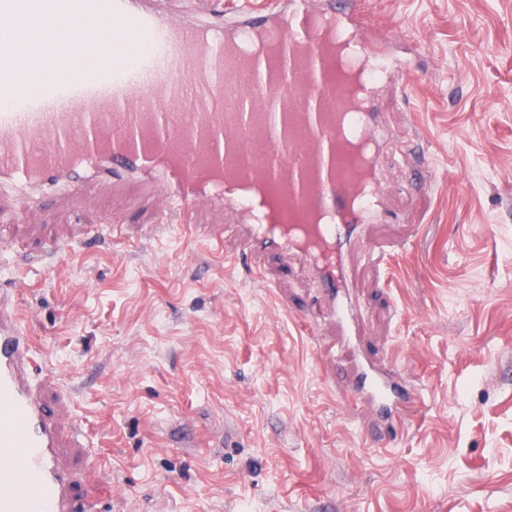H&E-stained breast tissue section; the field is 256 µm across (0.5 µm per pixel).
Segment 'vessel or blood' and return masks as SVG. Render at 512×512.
I'll list each match as a JSON object with an SVG mask.
<instances>
[{
    "label": "vessel or blood",
    "mask_w": 512,
    "mask_h": 512,
    "mask_svg": "<svg viewBox=\"0 0 512 512\" xmlns=\"http://www.w3.org/2000/svg\"><path fill=\"white\" fill-rule=\"evenodd\" d=\"M273 18L246 33L277 41L276 62L237 59L224 12L177 20L144 0H0V197L35 204L98 178L144 175L165 209L188 224L205 203L230 204L247 226V251L302 252L324 287H342L337 259L382 203L371 164L353 171L335 150L344 98L307 0H260ZM111 35L110 62L94 49ZM284 191L294 216H325L302 229L257 222L223 175ZM400 375L362 373L356 403L399 414ZM58 416L36 378L33 344L0 310V512H68L57 448Z\"/></svg>",
    "instance_id": "vessel-or-blood-1"
}]
</instances>
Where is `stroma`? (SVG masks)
Returning a JSON list of instances; mask_svg holds the SVG:
<instances>
[{
  "instance_id": "obj_1",
  "label": "stroma",
  "mask_w": 512,
  "mask_h": 512,
  "mask_svg": "<svg viewBox=\"0 0 512 512\" xmlns=\"http://www.w3.org/2000/svg\"><path fill=\"white\" fill-rule=\"evenodd\" d=\"M366 39L406 61L375 91L390 216L347 257L358 334L342 343L302 260L243 251L226 210L162 217L147 184L28 209L0 297L64 447L70 512H512V0H364ZM395 364L379 419L345 370Z\"/></svg>"
}]
</instances>
